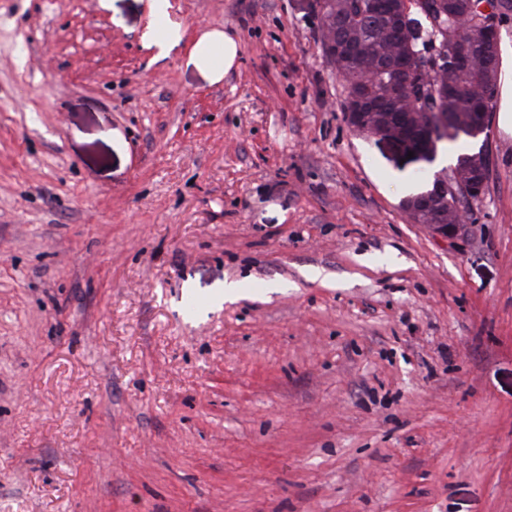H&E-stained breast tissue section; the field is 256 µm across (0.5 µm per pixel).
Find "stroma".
<instances>
[{
  "label": "stroma",
  "instance_id": "obj_1",
  "mask_svg": "<svg viewBox=\"0 0 512 512\" xmlns=\"http://www.w3.org/2000/svg\"><path fill=\"white\" fill-rule=\"evenodd\" d=\"M168 3L0 0V512H512V131L432 234L466 144L348 127L299 0ZM238 46L232 36L209 35L194 46L192 58L197 66L213 73H225L234 63ZM487 166L479 162H472L454 172L436 174L430 183V188L419 196L405 199L403 210L412 223L423 224L434 233L445 236L455 234L463 224L470 223L468 211L462 206L466 200L474 203V199H481L486 184ZM443 207L445 213L451 212L452 219L448 224L426 222L432 217H438L437 211Z\"/></svg>",
  "mask_w": 512,
  "mask_h": 512
}]
</instances>
